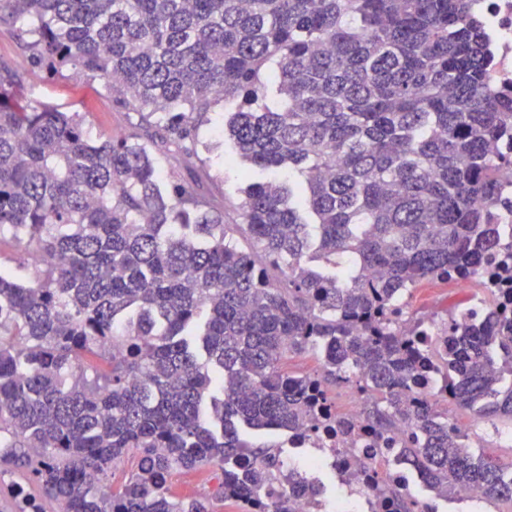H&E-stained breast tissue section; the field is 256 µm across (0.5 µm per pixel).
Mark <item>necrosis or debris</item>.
<instances>
[{
  "label": "necrosis or debris",
  "instance_id": "4bbe7bcc",
  "mask_svg": "<svg viewBox=\"0 0 512 512\" xmlns=\"http://www.w3.org/2000/svg\"><path fill=\"white\" fill-rule=\"evenodd\" d=\"M477 6L489 33L491 86L495 91L512 94V0H477ZM492 213L499 226L498 253L476 274L454 276L449 281L450 286L462 289L466 295V304L458 316L462 322L486 317L493 305L491 292L498 288L505 289L501 302L512 312V209L496 206ZM360 406L359 400H352L338 411L328 427L310 437L301 430L288 432L287 442L292 448L318 450V457L312 458L302 472L307 482H314L319 466H327L340 484L357 495L360 512H384L374 487L375 478L402 487L419 481L420 475L409 471L399 460L401 434L380 439L371 436Z\"/></svg>",
  "mask_w": 512,
  "mask_h": 512
}]
</instances>
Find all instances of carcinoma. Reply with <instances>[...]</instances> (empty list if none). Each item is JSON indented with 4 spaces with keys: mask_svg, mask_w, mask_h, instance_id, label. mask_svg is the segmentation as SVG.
<instances>
[{
    "mask_svg": "<svg viewBox=\"0 0 512 512\" xmlns=\"http://www.w3.org/2000/svg\"><path fill=\"white\" fill-rule=\"evenodd\" d=\"M473 0H0L36 76L73 71L133 102L145 134L87 138L78 112L24 95L0 63V244L37 255L0 267V462L56 512H213L175 498L171 472L217 470L243 512L284 473L240 432L321 428L326 382L354 389L366 425H405L402 458L441 500L512 503V463L475 455L448 411L512 423V317L434 340L392 303L424 280L477 270L499 247L487 204L512 132L493 92ZM220 101L235 154L298 179L252 181L231 224L204 180L164 178L154 134L186 159ZM244 232L250 250L234 234ZM312 351L299 373L290 357ZM137 462L112 487V469ZM388 512H421L386 482ZM16 512H44L33 497ZM6 244L2 246V255L0 256V264L11 267L17 277L22 280H26L34 273V267L36 264L34 257H30V261H27V257L23 256L20 247L15 241L11 240L9 236L5 239Z\"/></svg>",
    "mask_w": 512,
    "mask_h": 512,
    "instance_id": "1",
    "label": "carcinoma"
}]
</instances>
